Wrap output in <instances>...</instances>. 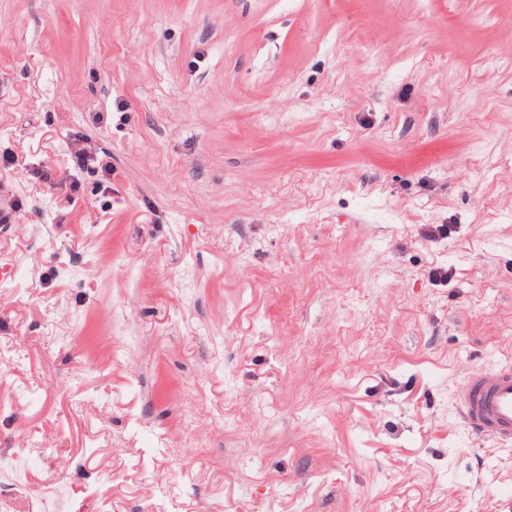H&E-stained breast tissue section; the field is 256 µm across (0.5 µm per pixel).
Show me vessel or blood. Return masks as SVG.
Wrapping results in <instances>:
<instances>
[{
	"label": "vessel or blood",
	"mask_w": 512,
	"mask_h": 512,
	"mask_svg": "<svg viewBox=\"0 0 512 512\" xmlns=\"http://www.w3.org/2000/svg\"><path fill=\"white\" fill-rule=\"evenodd\" d=\"M457 399L463 420L476 434L512 445V364L466 371Z\"/></svg>",
	"instance_id": "obj_1"
}]
</instances>
